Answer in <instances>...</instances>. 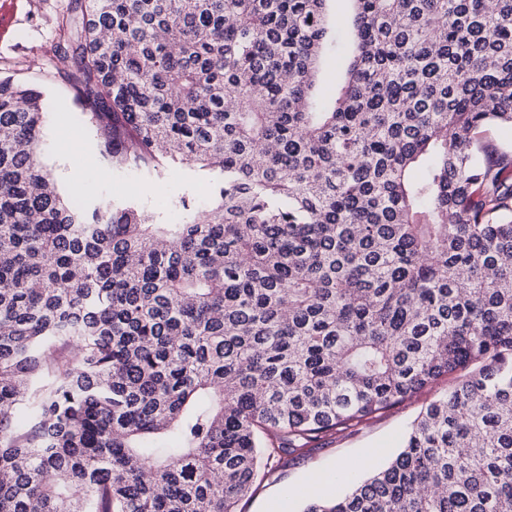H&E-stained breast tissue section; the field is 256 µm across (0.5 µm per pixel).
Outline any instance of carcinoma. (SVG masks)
Listing matches in <instances>:
<instances>
[{
	"instance_id": "obj_1",
	"label": "carcinoma",
	"mask_w": 512,
	"mask_h": 512,
	"mask_svg": "<svg viewBox=\"0 0 512 512\" xmlns=\"http://www.w3.org/2000/svg\"><path fill=\"white\" fill-rule=\"evenodd\" d=\"M70 0L104 162L207 181L78 206L0 79V512H236L269 462L465 370L302 512H512V0ZM481 139L512 154V128L486 127L482 129Z\"/></svg>"
}]
</instances>
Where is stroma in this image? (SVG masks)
I'll use <instances>...</instances> for the list:
<instances>
[{
	"instance_id": "obj_1",
	"label": "stroma",
	"mask_w": 512,
	"mask_h": 512,
	"mask_svg": "<svg viewBox=\"0 0 512 512\" xmlns=\"http://www.w3.org/2000/svg\"><path fill=\"white\" fill-rule=\"evenodd\" d=\"M68 0H0V78L40 88L48 120L41 160L61 192L76 204L106 201L121 192L162 207L167 196L188 188L183 172L156 182L140 172H116L101 161L96 140L80 121L83 111L63 77L57 57L56 20ZM440 379L401 404L309 444L304 452L272 461L238 512H298L306 500L324 496L340 469L363 474L386 463L403 444L424 408L447 391Z\"/></svg>"
}]
</instances>
